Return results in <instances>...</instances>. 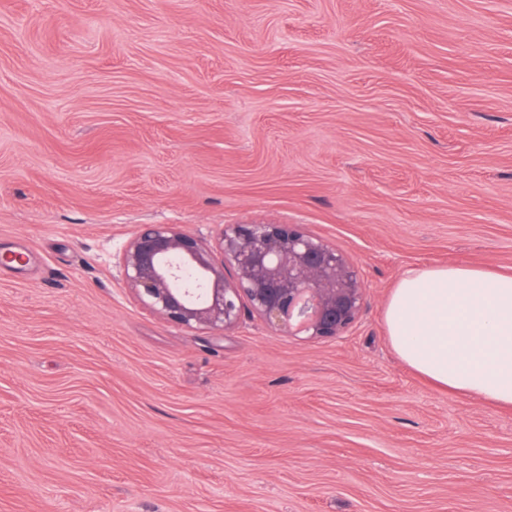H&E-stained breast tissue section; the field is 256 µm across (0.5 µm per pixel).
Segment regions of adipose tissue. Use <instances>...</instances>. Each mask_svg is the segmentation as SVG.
I'll use <instances>...</instances> for the list:
<instances>
[{"label": "adipose tissue", "instance_id": "obj_1", "mask_svg": "<svg viewBox=\"0 0 512 512\" xmlns=\"http://www.w3.org/2000/svg\"><path fill=\"white\" fill-rule=\"evenodd\" d=\"M396 355L436 386L512 407V276L475 267L411 269L385 310Z\"/></svg>", "mask_w": 512, "mask_h": 512}]
</instances>
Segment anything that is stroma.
<instances>
[{
    "label": "stroma",
    "instance_id": "obj_1",
    "mask_svg": "<svg viewBox=\"0 0 512 512\" xmlns=\"http://www.w3.org/2000/svg\"><path fill=\"white\" fill-rule=\"evenodd\" d=\"M251 222L349 256L344 335L123 281ZM431 266L512 275V0H0V512H512V408L387 336Z\"/></svg>",
    "mask_w": 512,
    "mask_h": 512
}]
</instances>
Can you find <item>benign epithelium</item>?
<instances>
[{"mask_svg": "<svg viewBox=\"0 0 512 512\" xmlns=\"http://www.w3.org/2000/svg\"><path fill=\"white\" fill-rule=\"evenodd\" d=\"M119 266L146 307L187 328L232 329L246 308L290 335L332 340L364 302L347 254L298 224H226L213 244L172 224H144Z\"/></svg>", "mask_w": 512, "mask_h": 512, "instance_id": "benign-epithelium-1", "label": "benign epithelium"}]
</instances>
